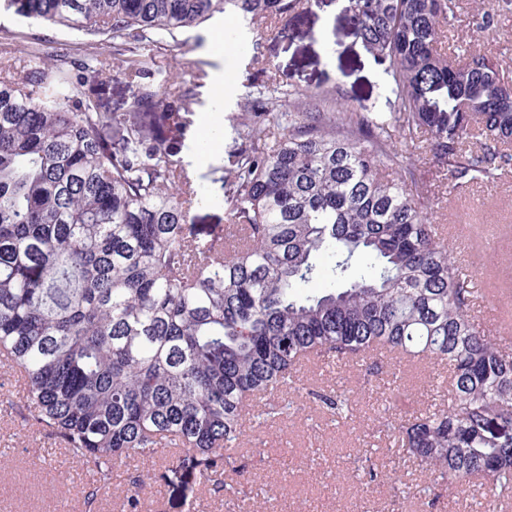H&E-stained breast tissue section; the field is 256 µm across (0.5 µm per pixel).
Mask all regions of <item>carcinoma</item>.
Returning a JSON list of instances; mask_svg holds the SVG:
<instances>
[{
	"label": "carcinoma",
	"instance_id": "obj_1",
	"mask_svg": "<svg viewBox=\"0 0 512 512\" xmlns=\"http://www.w3.org/2000/svg\"><path fill=\"white\" fill-rule=\"evenodd\" d=\"M305 0H0V11L112 40L132 54L90 60L60 48L29 52L23 74L0 57V365L24 373L26 427L58 438L93 471L86 512L129 455L180 450L168 485L196 472L226 501L241 499L237 452L257 420L291 403L305 361L395 366L436 360L448 405L386 426L430 473L418 494L477 478L486 507L512 493V355L474 314L473 278L420 199L433 190L402 174L398 140L429 152L448 192L512 167V94L497 65L472 52L448 62L445 24L458 0H355L352 32L389 64L400 109L268 112L246 94L251 119L224 182L226 230L240 245L189 223L205 200L165 150H141L143 129L79 92L93 62L115 78L145 79L141 45L232 14L274 32ZM192 89L142 85L132 109ZM123 127L116 149L103 130ZM320 254L329 267L316 263ZM326 287L303 298L315 279ZM308 396L345 414V394ZM135 476L125 512H151Z\"/></svg>",
	"mask_w": 512,
	"mask_h": 512
}]
</instances>
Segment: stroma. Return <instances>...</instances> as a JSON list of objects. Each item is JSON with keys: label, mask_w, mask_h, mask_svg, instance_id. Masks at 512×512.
<instances>
[{"label": "stroma", "mask_w": 512, "mask_h": 512, "mask_svg": "<svg viewBox=\"0 0 512 512\" xmlns=\"http://www.w3.org/2000/svg\"><path fill=\"white\" fill-rule=\"evenodd\" d=\"M445 43L449 57L478 51L499 64L512 82V8L497 0H459ZM352 0H310L307 9L290 19L279 35L227 26L223 55L208 49L210 24L146 48L147 66L156 81L174 79L191 88V100L167 98L163 121L134 112L137 83L112 79L88 70L81 91L126 121L140 123L143 145L166 148L188 172L192 184L208 199L192 211L200 233L220 236L228 219L224 210V177L232 165L231 153L244 129L247 114L239 106L241 81L253 73L257 83L269 86L270 111H279L277 88L311 94L329 92L348 111L393 112L399 104L387 88L383 68L350 32L347 17ZM492 12L491 27L479 26L477 14ZM43 41L45 53L57 42L88 58L111 52V43L80 32L31 23L0 13V53L24 59L33 42ZM224 85V100L213 97L216 83ZM219 112L223 142L209 150L200 120ZM431 221L451 228L450 237L461 259L472 260L475 275L495 276L498 267L512 265V235L497 236L479 257H471L467 234L489 226H512V169L463 194L429 199ZM475 314L492 338L512 352V307L496 308L491 298L477 302ZM345 393L350 398L351 420L335 416L306 399L308 389ZM446 377L436 362L409 363L401 380L389 370L372 374L367 362L340 364L328 370L310 364L300 376L298 389L289 393L288 414L248 434L250 450L237 473L246 495L239 504L225 502L188 477L189 488L179 492L164 476L173 464L170 454L147 464L144 497L153 512H484L483 488L467 487L461 494L444 493L436 500L406 493L405 484L423 483L426 472L399 450L384 427L389 415L426 413L443 407ZM23 395L13 376L0 368V455L11 460L0 471V512H85L83 491L93 482L86 468L76 466L58 439L26 433L22 420ZM367 451L383 473L373 482L364 475L358 451Z\"/></svg>", "instance_id": "obj_1"}]
</instances>
